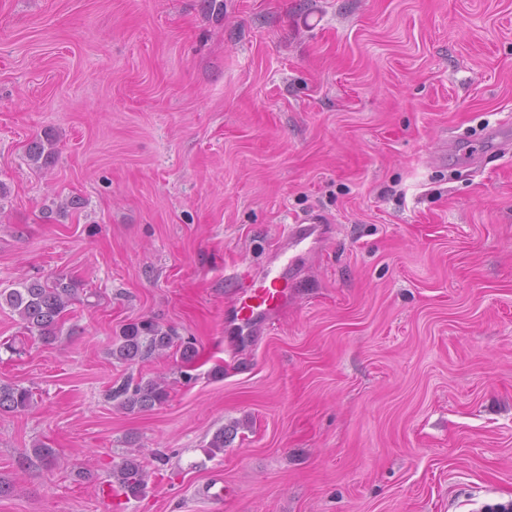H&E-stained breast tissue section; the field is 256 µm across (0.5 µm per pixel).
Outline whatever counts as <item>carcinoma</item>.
I'll return each instance as SVG.
<instances>
[{
	"label": "carcinoma",
	"mask_w": 512,
	"mask_h": 512,
	"mask_svg": "<svg viewBox=\"0 0 512 512\" xmlns=\"http://www.w3.org/2000/svg\"><path fill=\"white\" fill-rule=\"evenodd\" d=\"M54 140L48 136L30 144L28 160L38 169L52 164ZM87 295L84 284L72 277L57 275L43 280L26 277L11 288L0 290V306L5 304L15 312L24 330L43 343L57 339L70 313V307ZM176 349L182 362L191 364L197 356L192 340H184L171 326H165L151 317H144L123 325L112 342L110 355L121 364L133 365ZM169 397V383L164 377L134 379L128 377L113 388L110 398L119 408L129 412H146L165 403ZM31 389L17 384L0 383V412L21 413L33 407ZM33 456L46 466L57 462L56 450L43 442L32 448ZM112 478L118 487L130 496L141 494L146 486L147 471L136 451H129L112 468Z\"/></svg>",
	"instance_id": "cac0c4a2"
}]
</instances>
